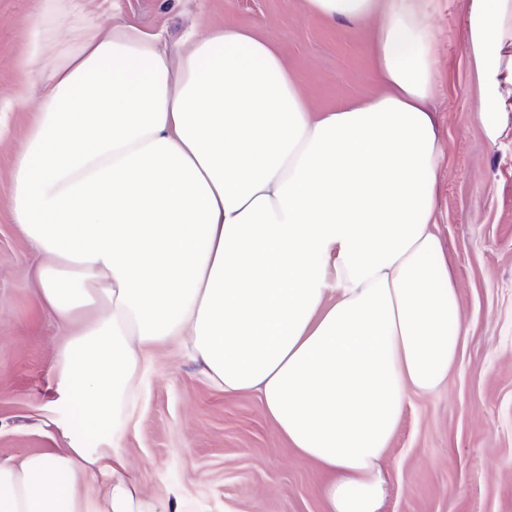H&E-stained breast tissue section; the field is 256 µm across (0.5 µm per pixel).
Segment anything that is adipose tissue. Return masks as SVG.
<instances>
[{
  "mask_svg": "<svg viewBox=\"0 0 512 512\" xmlns=\"http://www.w3.org/2000/svg\"><path fill=\"white\" fill-rule=\"evenodd\" d=\"M430 0H307L371 19L383 91L311 110L275 45L224 28L169 47L87 26L41 85L13 165L41 304L67 337L55 392L106 446L0 460V512H156L121 448L151 351L182 338L225 395L249 393L328 478L324 512H381L410 393L447 382L456 290L434 221L443 157ZM82 0H42L31 56ZM512 0H468L481 116L512 85Z\"/></svg>",
  "mask_w": 512,
  "mask_h": 512,
  "instance_id": "obj_1",
  "label": "adipose tissue"
}]
</instances>
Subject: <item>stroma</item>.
<instances>
[{
  "instance_id": "obj_1",
  "label": "stroma",
  "mask_w": 512,
  "mask_h": 512,
  "mask_svg": "<svg viewBox=\"0 0 512 512\" xmlns=\"http://www.w3.org/2000/svg\"><path fill=\"white\" fill-rule=\"evenodd\" d=\"M162 32L246 28L272 40L309 106L377 95L367 53L372 21L334 23L306 0H84L64 39L117 22ZM444 149L435 216L458 294L461 349L448 382L410 394L382 460L383 512H512V111L489 138L467 37V0H431ZM40 0H0V460L69 444L71 412L55 402L64 330L38 305L39 261L12 210L14 157L56 58L29 59ZM131 471L161 506L185 512H323L317 467L289 448L249 394L224 395L186 347L151 356L121 443Z\"/></svg>"
}]
</instances>
